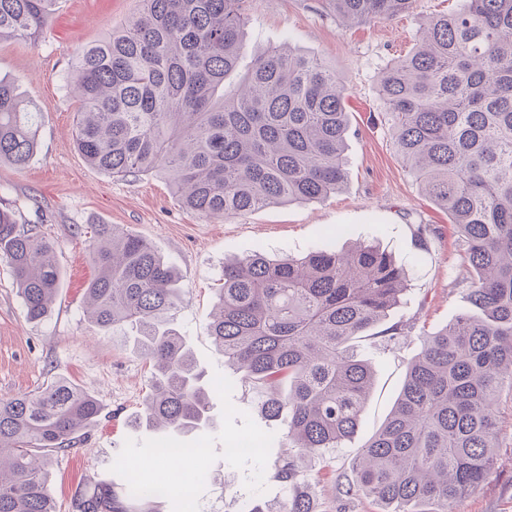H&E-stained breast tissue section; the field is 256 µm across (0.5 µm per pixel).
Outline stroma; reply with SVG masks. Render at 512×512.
<instances>
[{"label": "stroma", "instance_id": "stroma-1", "mask_svg": "<svg viewBox=\"0 0 512 512\" xmlns=\"http://www.w3.org/2000/svg\"><path fill=\"white\" fill-rule=\"evenodd\" d=\"M458 0H414L409 13L367 24L342 26L323 0H246L237 70L224 81L236 87L254 60L289 45L320 58L350 88L346 102L347 180L323 200L270 205L245 216L209 222L179 203L159 173L109 177L86 163L73 138L78 101L68 83L81 50L136 15L140 0H63L37 41H0V78L15 80L42 114L38 148L24 168L0 163V207L15 211L20 225L50 240L62 271L50 315L26 319L12 271L0 260V399L41 390L65 378L102 405L97 423L77 443L49 458L57 512H71L73 494L112 478L113 459L126 454L144 463L142 474L178 487L199 470L190 501L164 499L160 512H247L251 503L280 498L279 486L259 477L267 455L229 457L232 439L251 437L259 421L248 390L226 366L209 337L225 261L260 250L271 256L303 255L367 241L409 268L410 291L387 324L404 322L411 336L400 349L362 344L375 373L373 394L357 432L330 455L312 461L318 512H379L361 495L343 496L352 465L385 422L405 380L408 360L421 350V335L453 322L467 309L469 271L464 245L448 215L407 172L377 94L380 71L408 54L418 41L420 17L449 12ZM115 224L146 238L180 273V303L171 325L186 336L208 377L223 381L211 397V425L182 444L199 449L181 472L150 464L152 436L130 424L150 391L152 363L131 343L100 333L84 315L85 289L95 275L93 227ZM426 234H418V226ZM451 512H512V389L499 405L498 446L489 477Z\"/></svg>", "mask_w": 512, "mask_h": 512}]
</instances>
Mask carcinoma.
I'll return each mask as SVG.
<instances>
[{
	"label": "carcinoma",
	"instance_id": "carcinoma-1",
	"mask_svg": "<svg viewBox=\"0 0 512 512\" xmlns=\"http://www.w3.org/2000/svg\"><path fill=\"white\" fill-rule=\"evenodd\" d=\"M139 13L83 48L70 73L80 107L75 146L112 177L164 174L182 206L210 220L263 206L322 200L346 182L348 89L324 63L291 48L259 57L237 93H222L238 64L243 0H140ZM366 24L408 12L413 0H324ZM60 0H0V40L36 41ZM420 41L377 82L398 154L422 193L466 246L474 273L465 311L421 337L394 408L353 464L345 495L386 512H450L488 478L497 407L512 387V0H459L421 18ZM36 105L0 79V162L25 166L39 136ZM96 274L87 318L104 332L131 329L154 366L136 421L171 445L207 419L212 387L185 337L169 327L179 273L144 238L94 228ZM0 258L28 320L51 311L60 280L52 245L0 208ZM410 270L373 243L224 263L210 337L224 364L286 426L272 459L282 501L250 512H315L305 463L358 429L374 370L358 352L369 337L397 347L412 327L383 323L410 286ZM98 400L66 379L0 401V512H56L49 456L97 421ZM78 490L72 512H157L166 488L138 481Z\"/></svg>",
	"mask_w": 512,
	"mask_h": 512
}]
</instances>
